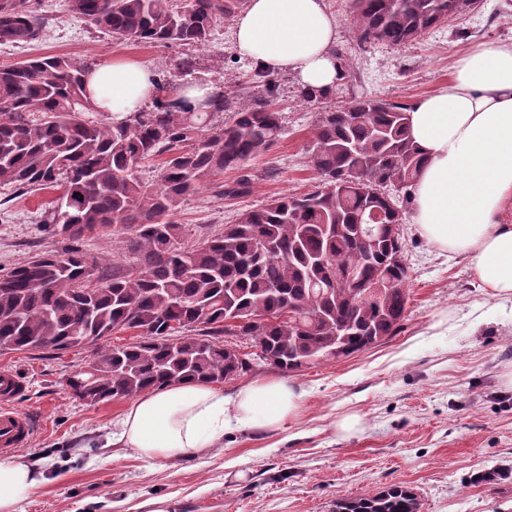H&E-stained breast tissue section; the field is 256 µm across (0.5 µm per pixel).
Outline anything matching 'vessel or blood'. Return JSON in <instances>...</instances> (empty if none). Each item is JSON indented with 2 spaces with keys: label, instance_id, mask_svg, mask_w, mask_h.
<instances>
[{
  "label": "vessel or blood",
  "instance_id": "b4317fda",
  "mask_svg": "<svg viewBox=\"0 0 512 512\" xmlns=\"http://www.w3.org/2000/svg\"><path fill=\"white\" fill-rule=\"evenodd\" d=\"M25 386L11 370L0 369V454L26 447L35 433L30 415L17 404Z\"/></svg>",
  "mask_w": 512,
  "mask_h": 512
}]
</instances>
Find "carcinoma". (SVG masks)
<instances>
[{"instance_id":"1","label":"carcinoma","mask_w":512,"mask_h":512,"mask_svg":"<svg viewBox=\"0 0 512 512\" xmlns=\"http://www.w3.org/2000/svg\"><path fill=\"white\" fill-rule=\"evenodd\" d=\"M245 0H67L68 12L119 40L204 46ZM474 0H352L359 42L399 46L464 15ZM28 0H0V42L38 39ZM91 63L45 56L0 69V184L53 189L45 230L77 241L110 232L127 265L112 273L78 249L42 252L0 275V352L92 349L91 371L69 373L79 401L98 404L185 380L226 383L261 365L297 372L397 335L409 301L402 207L423 158L407 105L301 91L316 114L310 163L322 177L301 195L247 210L222 232L186 246L173 216L204 177L238 170L283 130L276 81L257 71L259 94L207 110L163 102L112 124L93 118ZM162 158L157 180L138 168ZM243 175L215 197L251 190ZM79 196H74V193ZM377 213L368 243L358 217ZM354 274L355 282L345 278ZM117 329L139 339L105 342ZM416 494L392 484L340 498L335 512H419Z\"/></svg>"}]
</instances>
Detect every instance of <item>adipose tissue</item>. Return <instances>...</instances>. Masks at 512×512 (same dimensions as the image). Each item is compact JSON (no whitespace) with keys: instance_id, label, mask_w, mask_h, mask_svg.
Here are the masks:
<instances>
[{"instance_id":"obj_1","label":"adipose tissue","mask_w":512,"mask_h":512,"mask_svg":"<svg viewBox=\"0 0 512 512\" xmlns=\"http://www.w3.org/2000/svg\"><path fill=\"white\" fill-rule=\"evenodd\" d=\"M232 29L240 54L269 74L293 75L310 92L339 80L338 22L326 0H248ZM86 91L113 123L160 98L201 103L215 94L208 84L161 90L151 64L132 57L95 63ZM408 117L426 158L412 188L413 223L441 251L466 258L479 287L512 300V43L459 55L447 84L410 104ZM304 401V391L284 378L250 382L229 395L183 381L132 400L108 442L149 461L185 457L223 442L230 428H282ZM44 481L37 463L0 459V512H17Z\"/></svg>"}]
</instances>
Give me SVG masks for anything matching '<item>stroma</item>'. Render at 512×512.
<instances>
[{
    "label": "stroma",
    "instance_id": "obj_1",
    "mask_svg": "<svg viewBox=\"0 0 512 512\" xmlns=\"http://www.w3.org/2000/svg\"><path fill=\"white\" fill-rule=\"evenodd\" d=\"M326 2L339 23L336 48L352 69L330 95L333 105L358 93L412 103L447 82L457 56L481 43H512V0H481L475 14L400 46L359 42L350 0ZM37 9L39 40L0 43V68L36 55L90 62L134 55L177 84L222 91L252 82L254 68L240 55L231 22L216 26L204 46L162 47L114 40L71 16L66 0H39ZM188 54L197 68L184 76L178 65ZM276 80L282 135L242 170L204 178L180 203L174 219L185 226L184 244L222 230L271 197L316 185L309 164L315 109L300 100L294 76ZM243 173L253 178L249 193L216 199L218 185ZM53 196L0 186V274L36 253L73 246L88 261L125 264L118 237L95 234L73 244L49 235L39 214ZM403 227L411 278L401 333L291 373L308 396L300 416L276 432L231 429L216 447L153 463L130 448H92L89 440L109 431L127 401L86 405L66 390V374L84 365L90 351L0 353V368L26 386L20 406L41 423L19 454L42 462L48 473L20 512H148L147 501L157 497L167 498L168 512H333L339 497L372 495L393 483L417 493L420 512H512V386L503 381L512 372V301L477 288L467 261L441 252L415 224ZM350 413L362 416V429L336 433L334 421Z\"/></svg>",
    "mask_w": 512,
    "mask_h": 512
}]
</instances>
